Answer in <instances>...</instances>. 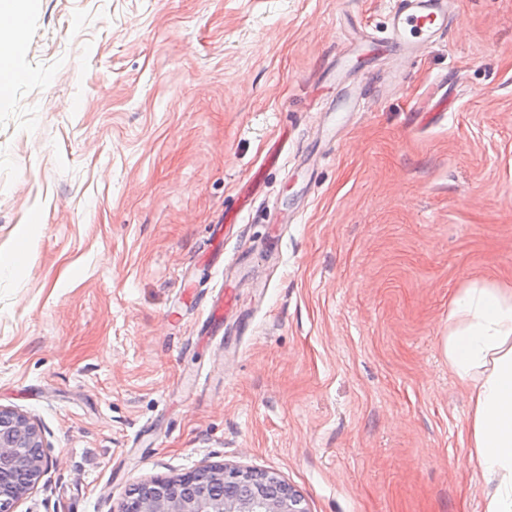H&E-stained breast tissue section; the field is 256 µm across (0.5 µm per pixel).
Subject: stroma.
Here are the masks:
<instances>
[{
	"instance_id": "35a3bbf8",
	"label": "stroma",
	"mask_w": 512,
	"mask_h": 512,
	"mask_svg": "<svg viewBox=\"0 0 512 512\" xmlns=\"http://www.w3.org/2000/svg\"><path fill=\"white\" fill-rule=\"evenodd\" d=\"M391 4L31 0L0 109V405L48 470L16 512H116L222 463L309 512H485L445 346L470 283L512 289V0H454L418 57L361 51L328 143L334 56ZM227 265L238 305L198 340Z\"/></svg>"
}]
</instances>
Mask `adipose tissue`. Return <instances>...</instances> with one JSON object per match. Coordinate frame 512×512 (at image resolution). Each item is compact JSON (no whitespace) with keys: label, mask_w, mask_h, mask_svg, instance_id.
<instances>
[{"label":"adipose tissue","mask_w":512,"mask_h":512,"mask_svg":"<svg viewBox=\"0 0 512 512\" xmlns=\"http://www.w3.org/2000/svg\"><path fill=\"white\" fill-rule=\"evenodd\" d=\"M451 318L448 364L470 389L471 446L493 484L486 512H512V291L467 288Z\"/></svg>","instance_id":"adipose-tissue-1"}]
</instances>
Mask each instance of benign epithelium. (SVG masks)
I'll return each mask as SVG.
<instances>
[{
  "instance_id": "7a95c632",
  "label": "benign epithelium",
  "mask_w": 512,
  "mask_h": 512,
  "mask_svg": "<svg viewBox=\"0 0 512 512\" xmlns=\"http://www.w3.org/2000/svg\"><path fill=\"white\" fill-rule=\"evenodd\" d=\"M36 420L0 406V512L39 484L48 468ZM116 512H308L303 496L278 473L228 463L203 465L175 478L132 485Z\"/></svg>"
}]
</instances>
